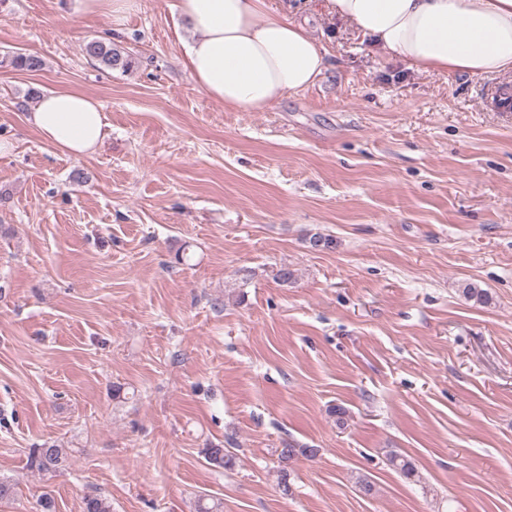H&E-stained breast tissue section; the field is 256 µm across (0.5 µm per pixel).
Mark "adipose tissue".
<instances>
[{"label":"adipose tissue","mask_w":512,"mask_h":512,"mask_svg":"<svg viewBox=\"0 0 512 512\" xmlns=\"http://www.w3.org/2000/svg\"><path fill=\"white\" fill-rule=\"evenodd\" d=\"M334 13L382 51L425 73L512 72V0H331ZM190 37L186 66L225 107L262 112L307 89L327 69V50L267 0H177ZM30 124L62 153L81 158L105 137V114L77 89L43 94Z\"/></svg>","instance_id":"obj_1"}]
</instances>
